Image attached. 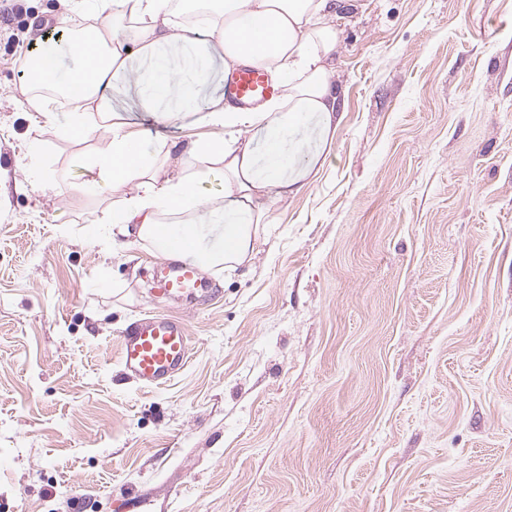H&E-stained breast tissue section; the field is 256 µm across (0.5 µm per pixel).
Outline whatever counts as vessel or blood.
<instances>
[{
  "label": "vessel or blood",
  "mask_w": 512,
  "mask_h": 512,
  "mask_svg": "<svg viewBox=\"0 0 512 512\" xmlns=\"http://www.w3.org/2000/svg\"><path fill=\"white\" fill-rule=\"evenodd\" d=\"M283 91L260 67L244 66L224 80V97L234 106L250 110ZM156 293L181 298L205 291L208 281L192 259L159 262ZM190 336L184 319L148 315L137 320L120 340L121 365L126 374L150 387L165 385L186 366Z\"/></svg>",
  "instance_id": "b4317fda"
}]
</instances>
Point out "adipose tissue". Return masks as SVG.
<instances>
[{"instance_id":"obj_1","label":"adipose tissue","mask_w":512,"mask_h":512,"mask_svg":"<svg viewBox=\"0 0 512 512\" xmlns=\"http://www.w3.org/2000/svg\"><path fill=\"white\" fill-rule=\"evenodd\" d=\"M196 24L176 22L171 0H66L68 14L93 23L72 44L83 62L71 79L57 77L59 52L45 46L33 68L41 84H63L73 101L68 134L111 126L106 150L90 159L102 187L118 199L112 232L137 235L162 254L177 237L202 268L243 265L253 257L259 227L271 223L274 206L296 196L322 171L343 121L330 64L341 31L331 21L334 0H184ZM203 54L185 60L178 50L191 36ZM225 71L245 64L266 69L285 87L282 96L242 112L223 97L201 98L214 55ZM141 61L135 93L142 107L164 120L193 118L221 127L223 136L188 142L178 159L170 150H144L131 123L112 105L109 92ZM314 127L322 149L300 137ZM219 178L224 194L202 199L196 188ZM224 215L218 242L202 246L200 210Z\"/></svg>"}]
</instances>
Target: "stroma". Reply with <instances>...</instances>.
<instances>
[{
  "mask_svg": "<svg viewBox=\"0 0 512 512\" xmlns=\"http://www.w3.org/2000/svg\"><path fill=\"white\" fill-rule=\"evenodd\" d=\"M0 11V512H512V0H357L345 112L251 266L154 302L160 255L113 239L111 190L32 111L27 46L59 0ZM148 149L220 136L115 93ZM184 318L146 387L119 340ZM189 342L184 319L146 315L121 337L123 371L144 386L165 385L186 366Z\"/></svg>",
  "mask_w": 512,
  "mask_h": 512,
  "instance_id": "1",
  "label": "stroma"
}]
</instances>
